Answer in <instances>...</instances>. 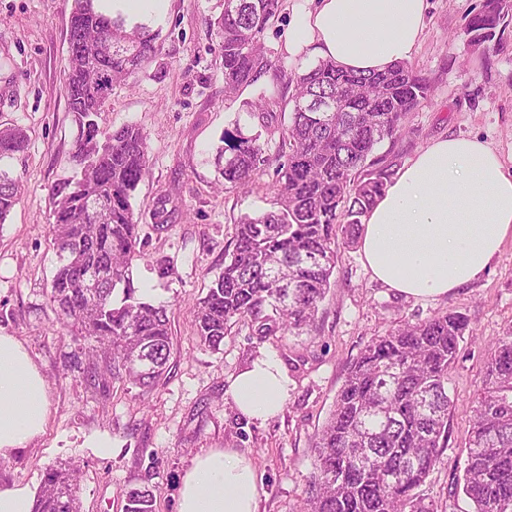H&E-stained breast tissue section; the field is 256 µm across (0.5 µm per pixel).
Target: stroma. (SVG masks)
<instances>
[{
    "instance_id": "stroma-1",
    "label": "stroma",
    "mask_w": 512,
    "mask_h": 512,
    "mask_svg": "<svg viewBox=\"0 0 512 512\" xmlns=\"http://www.w3.org/2000/svg\"><path fill=\"white\" fill-rule=\"evenodd\" d=\"M482 0H428L425 29L410 59L432 84L408 115L397 142L410 161L431 140L476 135L512 168V25L488 49L465 51L459 38ZM310 0H283L263 41L276 64L302 71L310 50L292 54L286 36L293 15ZM224 0H169L152 22L160 51L136 83L113 85L101 128L139 126L146 136L147 173L133 202L146 244L132 265L133 284L148 300L168 305L170 372L150 390L113 382L90 385L83 374L94 342L64 328L49 302L57 258L49 189L72 171L77 127L63 94L72 0H0V128L19 127L27 149L0 161L17 177L21 198L0 224V332L14 336L48 383L43 434L0 460V483L39 490L46 469H78L81 512H123L125 493L149 487L155 512H177L181 478L191 459L232 448L251 459L258 512H302L309 490L316 433L327 419L349 366L377 336L405 322L459 311L469 332L448 373L455 406L448 446L418 493L439 512H468L456 492L471 428V405L482 388L491 342L512 327V238L479 280L431 300L407 297L374 280L359 245L338 244L334 281L310 333L256 336L232 325L219 350L200 344L192 312L234 249V224L270 207L265 171L255 185L228 189L217 165L225 137L259 135L266 157L276 144L262 137L261 119L246 103L259 89L224 97V68L208 21ZM170 196L176 213L156 228L151 212ZM275 357L288 377L281 413L258 421L231 406L235 377L260 355Z\"/></svg>"
}]
</instances>
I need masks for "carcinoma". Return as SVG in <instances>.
I'll return each mask as SVG.
<instances>
[{
  "mask_svg": "<svg viewBox=\"0 0 512 512\" xmlns=\"http://www.w3.org/2000/svg\"><path fill=\"white\" fill-rule=\"evenodd\" d=\"M282 0H224L209 25L219 39L228 97L268 78L248 103L258 116L272 104L292 103L282 129L269 190L272 206L235 223L234 250L194 310L200 344L217 350L231 324L244 321L256 336L299 333L314 324L336 268V237L352 244L361 217L385 191L398 155L375 150L405 134L404 121L428 97L429 80L407 62L354 74L321 60L299 73L276 65L261 42ZM499 0H482L467 23L472 47L508 26ZM159 33L108 17L94 0H73L65 95L79 127L73 174L50 188L57 265L49 301L81 336L93 339L84 369L91 384L129 381L155 386L172 350L167 306L136 295L133 260L145 245L132 199L146 173V136L133 125L112 133L97 116L112 86L100 74L129 84L159 51ZM335 99V112L308 103ZM260 135H238L224 158V185H251L267 158ZM27 148L19 127L0 130V160ZM18 203L17 179L0 169V222ZM90 269L112 273L96 288L81 285ZM468 328L455 311L405 324L372 340L350 367L333 410L318 433L310 512H438L415 490L440 462L448 439V370ZM148 359L144 371L126 365ZM473 419L461 480L471 512H512V330L490 346L484 387ZM77 471L51 469L34 512H80ZM143 487L126 492L125 512H155Z\"/></svg>",
  "mask_w": 512,
  "mask_h": 512,
  "instance_id": "1",
  "label": "carcinoma"
}]
</instances>
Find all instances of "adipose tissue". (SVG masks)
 Here are the masks:
<instances>
[{
    "instance_id": "adipose-tissue-1",
    "label": "adipose tissue",
    "mask_w": 512,
    "mask_h": 512,
    "mask_svg": "<svg viewBox=\"0 0 512 512\" xmlns=\"http://www.w3.org/2000/svg\"><path fill=\"white\" fill-rule=\"evenodd\" d=\"M427 0H315L298 14L288 48L338 67L373 72L413 55ZM512 236V170L477 136L431 142L388 183L362 218L360 250L373 278L418 299L447 296L478 280ZM288 379L273 357L257 358L231 387L235 408L265 420L281 410ZM45 380L13 336L0 333V457L44 431ZM251 460L231 449L196 455L185 471L177 512H257Z\"/></svg>"
}]
</instances>
